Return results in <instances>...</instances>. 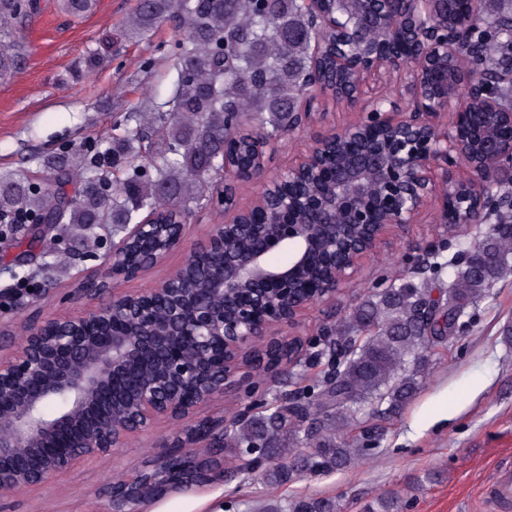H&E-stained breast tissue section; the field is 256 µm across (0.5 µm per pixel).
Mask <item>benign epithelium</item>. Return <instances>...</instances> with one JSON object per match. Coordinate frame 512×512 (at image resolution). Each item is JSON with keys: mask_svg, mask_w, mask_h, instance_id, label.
<instances>
[{"mask_svg": "<svg viewBox=\"0 0 512 512\" xmlns=\"http://www.w3.org/2000/svg\"><path fill=\"white\" fill-rule=\"evenodd\" d=\"M323 0H305L314 27L327 31L339 21L321 9ZM379 18L397 34L413 21L420 42L414 71L405 57L368 53L356 61L336 51L335 69L352 72L360 81L346 91H327L318 77L298 104L292 133H302L321 113L312 105L359 97L370 74L395 81L398 97L380 106L369 100L361 119L321 132L294 162L266 185L263 198L237 204L224 212V225L213 226L190 255H224V268L201 288L189 283V263L171 271L149 288L112 295L108 304L63 318H35L9 358L0 357V498L30 486L43 485L77 463L91 461L121 447L125 440L148 431L162 418L187 422L158 461L136 470L111 488L112 512H143L144 495L164 499L175 489L199 486L195 475L170 470L172 459L214 447L232 423L224 417L197 416V409L224 396L234 382L249 377L257 344L303 346L284 329L297 324L310 304L331 300L391 231L416 224L428 210L448 228L474 223L482 189L504 158H512V138L489 136L474 152L463 131L464 118L478 105L495 123L512 128V107L487 92L481 77L455 69L460 44L467 36L477 0L453 13L441 0H378ZM257 159L266 166L279 149L253 132ZM457 156L470 157V175L449 171ZM377 183L376 193L369 190ZM239 186L235 159L224 155V187ZM319 210L322 224H304L302 213ZM149 216L122 226L124 235L112 243V266L125 257L129 244L156 225ZM247 233L261 247L238 253L225 241ZM187 225L162 250L146 261L151 269L182 245ZM296 247L292 261L281 269L265 263L276 249ZM255 291L256 307L233 312L212 310L199 303L203 292L228 297L240 288ZM173 301L163 326H140V318L156 297ZM148 359L157 366L153 378L135 392L116 391L134 364ZM67 396L54 417L42 416L52 397Z\"/></svg>", "mask_w": 512, "mask_h": 512, "instance_id": "benign-epithelium-1", "label": "benign epithelium"}]
</instances>
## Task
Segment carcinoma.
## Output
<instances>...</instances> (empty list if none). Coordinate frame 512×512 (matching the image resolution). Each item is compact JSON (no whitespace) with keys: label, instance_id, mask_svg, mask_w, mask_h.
<instances>
[{"label":"carcinoma","instance_id":"cac0c4a2","mask_svg":"<svg viewBox=\"0 0 512 512\" xmlns=\"http://www.w3.org/2000/svg\"><path fill=\"white\" fill-rule=\"evenodd\" d=\"M95 0H61L73 16L93 10ZM353 38V47L376 46L389 33L361 0H324ZM32 0H0V79L22 56V26ZM179 13L188 28L179 44L177 80L162 103L147 99L114 126L112 161L123 177H109L105 155L46 159L45 183L25 178L0 181V227L26 224H138L143 212L179 213L211 204L222 179L224 150L233 144L245 155L249 143L237 130L252 118L272 141L280 142L292 112L307 90L314 63L310 17L300 0H138L135 32ZM512 0H480L475 25L456 65L490 78L512 69ZM500 190L487 193L484 210L493 216L483 238L465 246L466 258L448 265V291L437 298L426 288L404 287L366 296L348 324L328 333V358L313 384L280 392L277 411L254 414L224 435L211 483L237 478L268 489L305 476L345 470L374 451L380 433L365 426L356 439L337 440L302 427L322 416L345 425L362 424L402 407L423 377L428 353L457 331L466 309L486 297L499 280L512 275V214L501 211ZM396 495L377 501L372 512H403ZM329 499H303L267 512H339Z\"/></svg>","mask_w":512,"mask_h":512}]
</instances>
